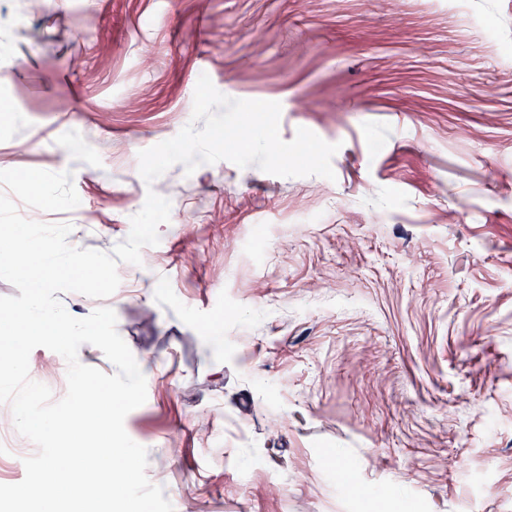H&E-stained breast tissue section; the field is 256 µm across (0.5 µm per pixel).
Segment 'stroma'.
<instances>
[{"label": "stroma", "mask_w": 512, "mask_h": 512, "mask_svg": "<svg viewBox=\"0 0 512 512\" xmlns=\"http://www.w3.org/2000/svg\"><path fill=\"white\" fill-rule=\"evenodd\" d=\"M338 144L334 179L228 161L153 186L138 153L200 75ZM86 138V150L70 145ZM112 251L172 223L109 297L146 378L125 429L174 512H512V0H0V170ZM32 380L67 390L57 353ZM36 446L0 404V484Z\"/></svg>", "instance_id": "stroma-1"}]
</instances>
